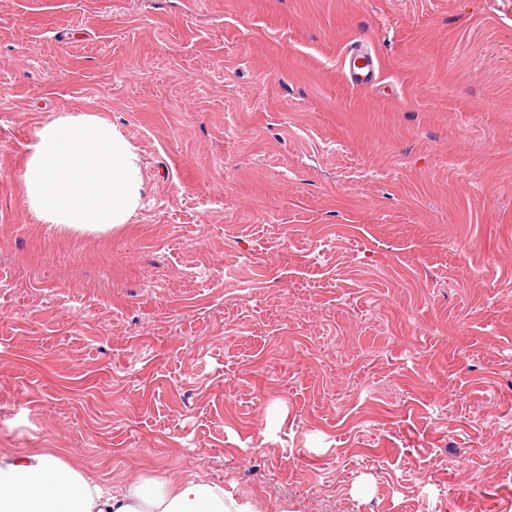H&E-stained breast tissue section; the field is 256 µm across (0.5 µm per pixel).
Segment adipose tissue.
Instances as JSON below:
<instances>
[{"label":"adipose tissue","instance_id":"obj_1","mask_svg":"<svg viewBox=\"0 0 512 512\" xmlns=\"http://www.w3.org/2000/svg\"><path fill=\"white\" fill-rule=\"evenodd\" d=\"M21 182L29 210L44 224L106 231L147 199L139 150L112 122L63 112L26 148ZM0 512H256L254 501L190 475L146 478L115 490L50 453L0 455Z\"/></svg>","mask_w":512,"mask_h":512}]
</instances>
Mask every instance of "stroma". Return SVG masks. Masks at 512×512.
I'll return each instance as SVG.
<instances>
[{
  "instance_id": "35a3bbf8",
  "label": "stroma",
  "mask_w": 512,
  "mask_h": 512,
  "mask_svg": "<svg viewBox=\"0 0 512 512\" xmlns=\"http://www.w3.org/2000/svg\"><path fill=\"white\" fill-rule=\"evenodd\" d=\"M64 110L138 146L128 224L26 207ZM35 450L259 512H512V0H0V453ZM349 80L360 87H373L376 85L374 63L371 54L364 49L363 44L355 43L350 48ZM360 62L361 64H358Z\"/></svg>"
}]
</instances>
